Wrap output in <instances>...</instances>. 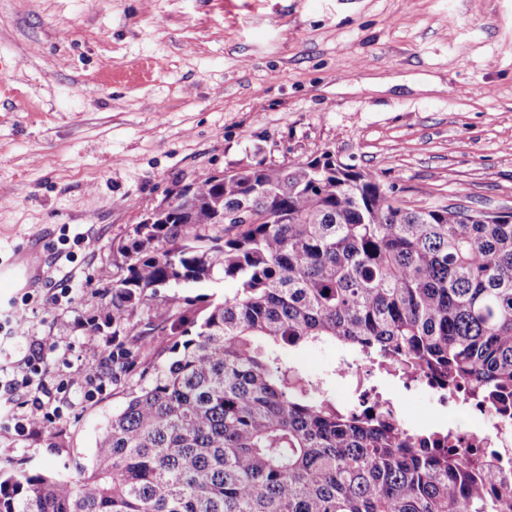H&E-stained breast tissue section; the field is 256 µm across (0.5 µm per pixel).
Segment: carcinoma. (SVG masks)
Wrapping results in <instances>:
<instances>
[{"label": "carcinoma", "mask_w": 512, "mask_h": 512, "mask_svg": "<svg viewBox=\"0 0 512 512\" xmlns=\"http://www.w3.org/2000/svg\"><path fill=\"white\" fill-rule=\"evenodd\" d=\"M112 249L91 472L0 470V512H512L496 458L340 411L286 355L334 343L512 410V216L400 204L328 154L180 190ZM236 282L199 315L181 288ZM181 336L158 350L151 336Z\"/></svg>", "instance_id": "1"}]
</instances>
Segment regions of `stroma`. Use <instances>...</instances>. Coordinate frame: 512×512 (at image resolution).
<instances>
[{
	"mask_svg": "<svg viewBox=\"0 0 512 512\" xmlns=\"http://www.w3.org/2000/svg\"><path fill=\"white\" fill-rule=\"evenodd\" d=\"M324 154L407 202L512 208V0H0V265L25 258L0 311L29 312L0 369L41 352L59 411L25 436L0 420V468L91 466L134 389L104 362L113 244L199 178ZM92 365L102 392H57Z\"/></svg>",
	"mask_w": 512,
	"mask_h": 512,
	"instance_id": "obj_1",
	"label": "stroma"
}]
</instances>
